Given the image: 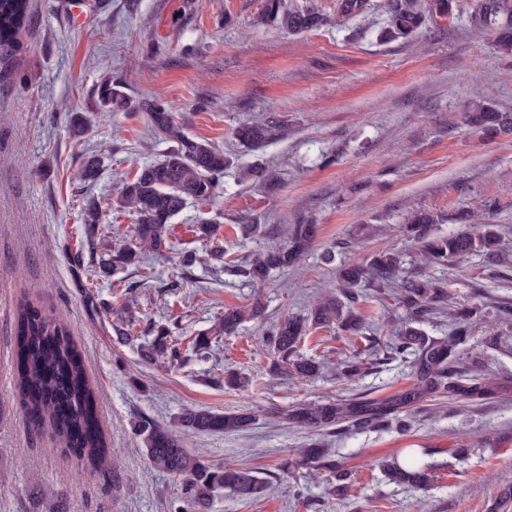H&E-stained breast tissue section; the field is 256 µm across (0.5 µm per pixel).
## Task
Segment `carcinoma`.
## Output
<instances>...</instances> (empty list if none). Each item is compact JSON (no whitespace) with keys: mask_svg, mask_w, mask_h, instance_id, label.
Returning a JSON list of instances; mask_svg holds the SVG:
<instances>
[{"mask_svg":"<svg viewBox=\"0 0 512 512\" xmlns=\"http://www.w3.org/2000/svg\"><path fill=\"white\" fill-rule=\"evenodd\" d=\"M368 0H339L337 15L350 18L362 14ZM388 24L379 39L390 42L411 38L426 25L429 17L452 12V0H387ZM31 19L30 0H0V61L14 52L16 40ZM262 19L275 24L289 34H300L318 27L325 17L312 7L290 10L284 0H264ZM469 25L487 31L493 37L494 48L503 58H512V0H471L467 14ZM99 98L112 112L126 111L131 102L118 81L107 79L99 85ZM137 108L147 112L154 128L173 142L163 159L137 167L134 178L123 183L116 203L118 207L136 213L133 234L135 243L112 251L103 263V273H114L140 263L145 251L167 248L171 221L190 202L209 200L224 173L233 168L234 161L224 151L210 143L187 136L182 125L160 101L143 100ZM464 123L478 127L485 138L494 140L512 134V114L494 110L482 97L475 96L463 109ZM271 130L265 123L242 126L235 137L245 146L263 142ZM98 205L88 202L82 213V223L89 238H94L100 224ZM432 218L420 214L415 223L406 227L417 243L420 255L427 264L460 259L473 252H482L489 260L501 253L500 236L483 225L473 233L457 231L448 236L434 237L427 230ZM195 239L208 242L216 236L214 222L203 220L192 226ZM314 226L294 224L288 228V244L275 246L254 254L237 272L253 283H262L274 267H287L298 259L312 241ZM370 281L380 288L395 286L396 300L405 316L390 350L396 355H415L414 384L383 399L355 397L328 400L324 403L298 406L286 413V419L318 431L334 430L344 424L367 427L378 422L402 425L401 413L426 398L446 397L477 404L492 395L478 375L458 366L455 348L472 334L471 312L465 307H449L448 285L425 274H403L401 260L395 253L377 254L367 264L352 265L339 271L338 293L319 302L311 312L313 325L336 324L351 332L360 329L361 319L355 311L359 295L357 288ZM448 314L452 335L446 341L425 338L413 324L432 314ZM244 311L224 309L218 332L230 334L243 320ZM307 331L302 319L286 317L266 336L268 350L273 355L270 369L274 373L306 378L319 370V364L300 357L296 348ZM152 340L141 349L142 359L183 361L180 352L170 342L165 327L153 330ZM18 390L26 409L29 427L39 430L50 426L71 449L95 464H102L112 454L99 432L96 399L88 384L81 353L70 337L67 326L43 314L38 308L24 305L19 308L16 330ZM181 427L194 433L240 431L250 424L246 413H213L208 410L186 409L179 417ZM152 466L181 480L188 506L193 512H209L211 503L221 490L239 497L254 499L264 494L269 482L247 469L218 467L203 456L184 448L182 439L172 431L147 420L134 423ZM313 466L334 472L338 468L326 448H304L298 459L283 464L287 471L298 466ZM388 480L397 485L421 488L428 482V473L416 462V451L408 449L405 463L396 460L378 462Z\"/></svg>","mask_w":512,"mask_h":512,"instance_id":"carcinoma-1","label":"carcinoma"}]
</instances>
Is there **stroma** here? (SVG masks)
<instances>
[{"instance_id": "35a3bbf8", "label": "stroma", "mask_w": 512, "mask_h": 512, "mask_svg": "<svg viewBox=\"0 0 512 512\" xmlns=\"http://www.w3.org/2000/svg\"><path fill=\"white\" fill-rule=\"evenodd\" d=\"M31 23L6 72L0 73V512H28V488L58 499L61 512H177L179 481L154 469L133 424L143 418L174 427L186 408L247 412L235 432L188 436L185 446L211 463L246 468L268 479L258 499L219 492L212 512H494L512 491V136L483 139L460 122L473 93L488 94L512 112V59L465 16L434 17L416 41L382 42L386 0L335 24L337 0H286L314 6L328 24L298 35L259 20L262 0H30ZM121 80L132 101H163L184 132L230 154L236 166L266 163L264 184L221 178L213 198L176 216L165 256L93 278L100 260L130 240L134 212L117 207L115 189L136 164L162 159L170 143L146 112H110L98 86ZM87 131L74 137L71 114ZM264 118L272 136L256 148L236 141V126ZM101 160L99 179L82 185L84 157ZM102 208L94 242L82 210ZM494 202L489 218L504 246L500 266L474 253L428 268L447 282L453 302L473 312L474 336L460 346L464 366L493 394L476 405L448 399L421 402L406 424L352 427L325 434L292 425L285 411L327 399H381L413 383L411 358L387 359L386 342L403 323L393 297L361 286L365 335L336 326L308 330L300 356L320 363L316 376L273 375L262 342L269 324L303 316L336 291L341 264L388 251L403 257L406 275L421 270L418 245L404 226L427 212L430 233L466 230V213ZM217 223L223 262L183 267L178 250L203 252L190 230ZM316 224L308 252L294 266L271 271L256 286L232 268L271 243L287 225ZM267 233L248 239L245 224ZM131 302L134 334L169 327L184 364H154L118 343L112 325ZM261 302V317L230 336L213 330L225 308ZM33 303L69 327L97 394L98 414L113 461L90 469L51 430L29 429L15 393L17 310ZM208 333L213 356L190 358L191 341ZM362 354L352 378L336 365ZM246 385L224 384L226 372ZM317 443L332 449L340 475L284 459ZM418 451L430 472L426 488L388 482L376 462Z\"/></svg>"}]
</instances>
